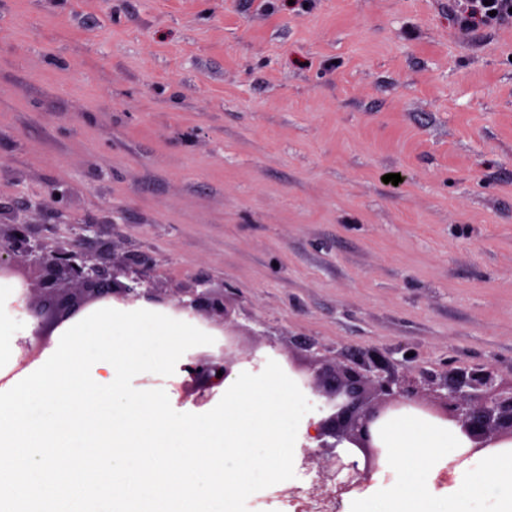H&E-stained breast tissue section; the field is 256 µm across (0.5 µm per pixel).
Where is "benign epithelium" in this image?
<instances>
[{
  "label": "benign epithelium",
  "mask_w": 512,
  "mask_h": 512,
  "mask_svg": "<svg viewBox=\"0 0 512 512\" xmlns=\"http://www.w3.org/2000/svg\"><path fill=\"white\" fill-rule=\"evenodd\" d=\"M129 275L112 260L86 255L79 241L45 251L30 240L27 221L19 213L11 217V231L0 235V278L18 276L23 280L20 311L38 320L32 335L45 336L83 309L116 300L125 304L145 300L164 304L154 288L142 289L137 280H118ZM175 308L188 315L224 318L229 310L224 295L210 290L192 291L190 299ZM240 357L234 346L224 345L220 356L189 357L181 365L192 381L206 388L225 381ZM387 370L385 356L373 350L338 368L322 380L311 383L313 393L327 398V417L314 426L315 455H327L322 478L331 481L336 492L362 489L377 470L381 446L377 440L378 421L405 407L423 408L460 426L474 449L486 448L501 440H512V391L494 386L495 372L487 364L460 369L444 378L445 401L430 406L419 400L417 385L393 375L371 379L360 367ZM223 372L217 376V372Z\"/></svg>",
  "instance_id": "benign-epithelium-1"
}]
</instances>
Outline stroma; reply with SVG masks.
Here are the masks:
<instances>
[{
  "instance_id": "obj_1",
  "label": "stroma",
  "mask_w": 512,
  "mask_h": 512,
  "mask_svg": "<svg viewBox=\"0 0 512 512\" xmlns=\"http://www.w3.org/2000/svg\"><path fill=\"white\" fill-rule=\"evenodd\" d=\"M399 184L384 183L386 174ZM52 250L223 293L241 357L300 388L386 354L512 388V24L454 0H0V209ZM202 414L175 371L139 375ZM248 512L322 495L324 457Z\"/></svg>"
}]
</instances>
